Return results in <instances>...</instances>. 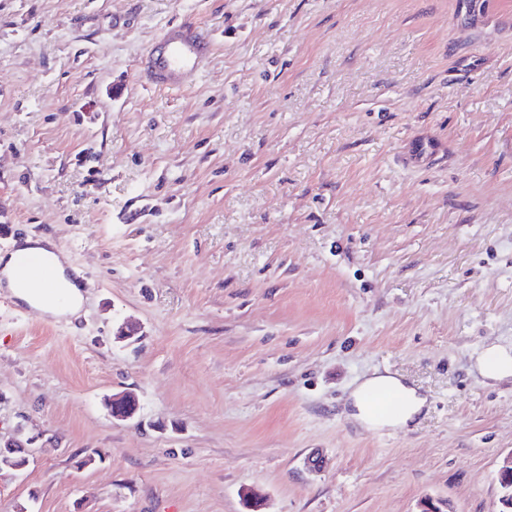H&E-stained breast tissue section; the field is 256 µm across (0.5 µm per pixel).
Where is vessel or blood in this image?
Listing matches in <instances>:
<instances>
[{"label": "vessel or blood", "instance_id": "obj_1", "mask_svg": "<svg viewBox=\"0 0 512 512\" xmlns=\"http://www.w3.org/2000/svg\"><path fill=\"white\" fill-rule=\"evenodd\" d=\"M213 39L194 24H182L166 35L160 44L151 46L143 59V68L149 81L157 86L174 88L180 84L183 72L196 70L210 57ZM16 275L21 283H41L50 286L51 297L62 302L63 296L54 290L56 272L52 265L36 253L19 254ZM368 404L380 414H391L400 407L399 399L391 393H367Z\"/></svg>", "mask_w": 512, "mask_h": 512}]
</instances>
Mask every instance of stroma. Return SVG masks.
Listing matches in <instances>:
<instances>
[{"label": "stroma", "mask_w": 512, "mask_h": 512, "mask_svg": "<svg viewBox=\"0 0 512 512\" xmlns=\"http://www.w3.org/2000/svg\"><path fill=\"white\" fill-rule=\"evenodd\" d=\"M185 22L210 63L145 85ZM29 235L85 303L0 287V437L33 441L0 512H499L512 0H0V252ZM386 370L426 405L362 427ZM480 373L490 379L512 376V356L505 348H495L484 354L478 365ZM106 405L113 419L127 422L133 421L139 410V401L135 393L122 391L108 397Z\"/></svg>", "instance_id": "stroma-1"}]
</instances>
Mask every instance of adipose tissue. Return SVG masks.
Returning a JSON list of instances; mask_svg holds the SVG:
<instances>
[{
	"instance_id": "1",
	"label": "adipose tissue",
	"mask_w": 512,
	"mask_h": 512,
	"mask_svg": "<svg viewBox=\"0 0 512 512\" xmlns=\"http://www.w3.org/2000/svg\"><path fill=\"white\" fill-rule=\"evenodd\" d=\"M20 252L40 254L54 265L58 275V285L67 291L69 299L67 307L63 308L47 302L37 291L18 286L15 275V260L17 253ZM66 266L65 257L57 250L54 242L47 237L40 239L25 238L20 244L18 252H10L0 256V276L5 279L6 288H9L18 299L29 306L53 316L64 314L74 316L80 312L83 306L84 293L82 288L67 275ZM371 390L394 392L402 401L401 409L390 415L375 413L369 408L365 400L366 392ZM351 398L355 408L354 420L361 426L368 428L406 427L420 413L424 405L423 400L416 395L412 388L407 387L400 377L387 371L383 373L376 372L367 377L353 390Z\"/></svg>"
}]
</instances>
